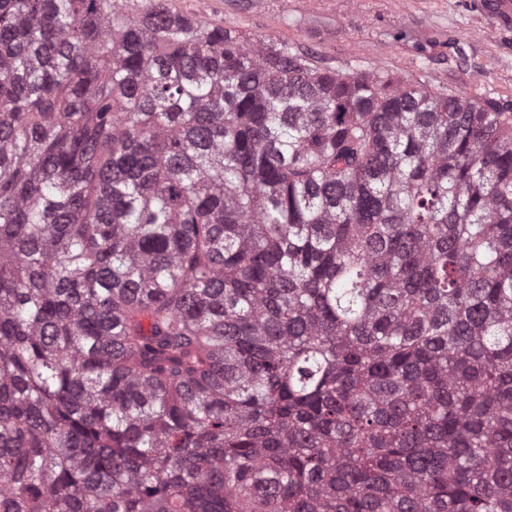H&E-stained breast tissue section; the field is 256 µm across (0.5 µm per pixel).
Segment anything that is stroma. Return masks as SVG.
Masks as SVG:
<instances>
[{"instance_id": "obj_1", "label": "stroma", "mask_w": 512, "mask_h": 512, "mask_svg": "<svg viewBox=\"0 0 512 512\" xmlns=\"http://www.w3.org/2000/svg\"><path fill=\"white\" fill-rule=\"evenodd\" d=\"M202 20L288 42L321 65L383 68L512 104V32L466 0H173Z\"/></svg>"}]
</instances>
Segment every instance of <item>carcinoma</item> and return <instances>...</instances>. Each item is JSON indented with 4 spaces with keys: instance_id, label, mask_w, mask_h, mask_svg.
Listing matches in <instances>:
<instances>
[{
    "instance_id": "obj_1",
    "label": "carcinoma",
    "mask_w": 512,
    "mask_h": 512,
    "mask_svg": "<svg viewBox=\"0 0 512 512\" xmlns=\"http://www.w3.org/2000/svg\"><path fill=\"white\" fill-rule=\"evenodd\" d=\"M0 512H512V112L0 0Z\"/></svg>"
}]
</instances>
